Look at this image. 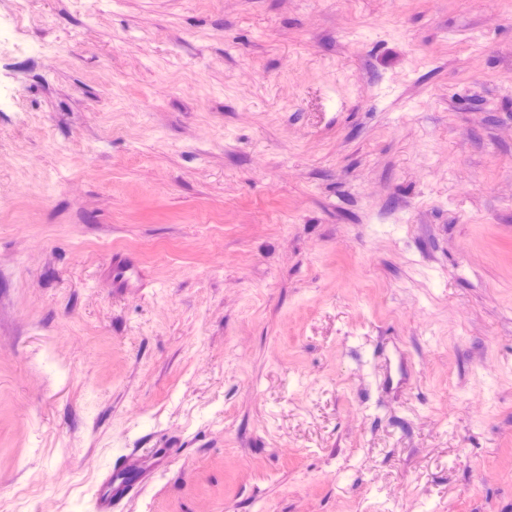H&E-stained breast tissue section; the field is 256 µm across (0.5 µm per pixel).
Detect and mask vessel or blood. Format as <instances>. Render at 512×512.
Wrapping results in <instances>:
<instances>
[{
	"label": "vessel or blood",
	"instance_id": "obj_1",
	"mask_svg": "<svg viewBox=\"0 0 512 512\" xmlns=\"http://www.w3.org/2000/svg\"><path fill=\"white\" fill-rule=\"evenodd\" d=\"M112 284L117 288H136L141 284V273L131 263L121 259L111 262ZM172 455L171 449L156 448L143 454L133 448L113 464L100 481L94 500L95 512H118L121 505L136 496L153 471L165 465Z\"/></svg>",
	"mask_w": 512,
	"mask_h": 512
}]
</instances>
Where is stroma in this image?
Wrapping results in <instances>:
<instances>
[{
  "instance_id": "obj_1",
  "label": "stroma",
  "mask_w": 512,
  "mask_h": 512,
  "mask_svg": "<svg viewBox=\"0 0 512 512\" xmlns=\"http://www.w3.org/2000/svg\"><path fill=\"white\" fill-rule=\"evenodd\" d=\"M33 8L0 512H94L167 441L122 512H512V0ZM111 276L114 288H140V270L134 264L116 258V255L112 256ZM173 448H153L149 456L131 448L112 465L100 481L94 500L95 512H118L121 505L136 496L153 471L165 465Z\"/></svg>"
}]
</instances>
